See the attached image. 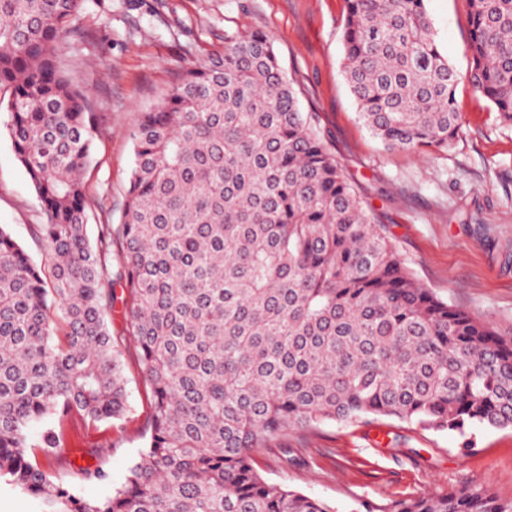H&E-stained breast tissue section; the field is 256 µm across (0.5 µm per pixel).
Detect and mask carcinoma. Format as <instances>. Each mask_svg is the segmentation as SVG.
<instances>
[{
	"mask_svg": "<svg viewBox=\"0 0 512 512\" xmlns=\"http://www.w3.org/2000/svg\"><path fill=\"white\" fill-rule=\"evenodd\" d=\"M85 0H0L6 126L42 222L45 272L0 227V483L40 512H335L256 470L292 430L397 418L512 428V340L436 297L345 178L262 32L138 113L117 224L87 235L84 173L105 116L65 75ZM344 74L389 149L462 134L459 75L425 0H347ZM469 81L512 122V0H467ZM118 246L117 267L112 248ZM122 288L125 329L107 321ZM152 394L144 449L104 497L62 467L68 422L129 412L126 342ZM361 512H512L463 486Z\"/></svg>",
	"mask_w": 512,
	"mask_h": 512,
	"instance_id": "1",
	"label": "carcinoma"
}]
</instances>
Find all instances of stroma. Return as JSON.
<instances>
[{
	"label": "stroma",
	"mask_w": 512,
	"mask_h": 512,
	"mask_svg": "<svg viewBox=\"0 0 512 512\" xmlns=\"http://www.w3.org/2000/svg\"><path fill=\"white\" fill-rule=\"evenodd\" d=\"M436 39L460 81L461 138L445 149L386 148L360 121L345 80L346 0H87L66 61L71 78L107 113L86 170L89 226L119 222L134 165L135 114L157 104L187 69L223 53L225 34L270 36L303 111L345 170L356 192L385 225L418 281L448 304L512 337V124L470 85L466 0H426ZM0 91V226L45 264L29 227L38 201L15 158ZM132 410L126 421L77 418L68 445L79 464L95 466L108 449L107 481L89 497L123 484L144 446L150 390L138 355H124ZM272 482L354 512L359 502L388 504L462 485L512 501V429L476 426L466 434L423 430L395 418L329 423L288 433L255 454Z\"/></svg>",
	"instance_id": "1"
}]
</instances>
